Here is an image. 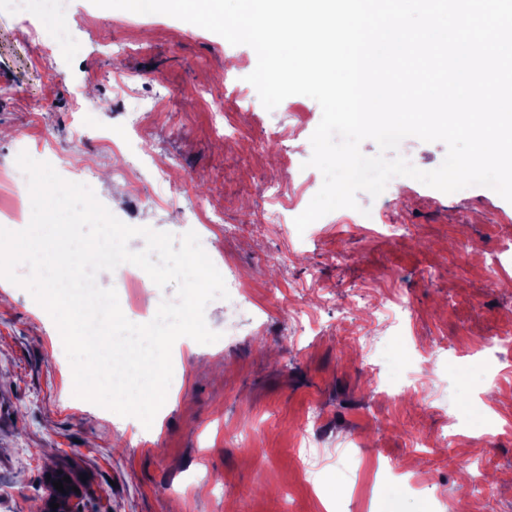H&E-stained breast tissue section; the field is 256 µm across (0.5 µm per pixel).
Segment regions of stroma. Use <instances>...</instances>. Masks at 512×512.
I'll list each match as a JSON object with an SVG mask.
<instances>
[{"label":"stroma","mask_w":512,"mask_h":512,"mask_svg":"<svg viewBox=\"0 0 512 512\" xmlns=\"http://www.w3.org/2000/svg\"><path fill=\"white\" fill-rule=\"evenodd\" d=\"M76 32L66 55L36 17L0 13V169L20 152L89 173L98 200L122 222L182 236L183 209L224 208L205 251L222 253L262 309L212 300L208 327L219 341L188 337L172 347L173 377L151 427L77 398L60 333L24 288L0 287V512H38L44 476L57 467L83 476L86 512H440L409 479L459 490L469 512H512V352L493 345L512 333V203L483 186L446 194L408 177L379 196L359 192L356 223L343 210L329 224H260L274 203L303 212L319 174L308 142L322 111L294 95L274 110L247 82L251 47L164 14L103 9L70 0ZM37 29L41 53L30 46ZM156 108L141 136L125 128L140 99ZM42 109L29 111L26 100ZM278 142H271L272 133ZM146 143L174 162L171 180L126 193L115 144ZM291 184L273 200L270 186ZM411 225L414 239L386 237L383 221ZM470 252L463 270L442 252ZM115 288L124 315L151 321L174 286ZM330 288L319 304L315 286ZM392 290L411 310L389 338L390 398L371 390L359 351L337 330L354 312L365 333L369 309L355 291ZM308 308L294 336L283 309ZM419 380L414 395L399 388ZM323 432L312 446L315 488L295 469L294 445L309 408ZM448 446L414 452L449 433ZM260 444L263 462L248 449ZM485 476L470 498L474 459ZM209 475L211 483L196 482Z\"/></svg>","instance_id":"1"}]
</instances>
